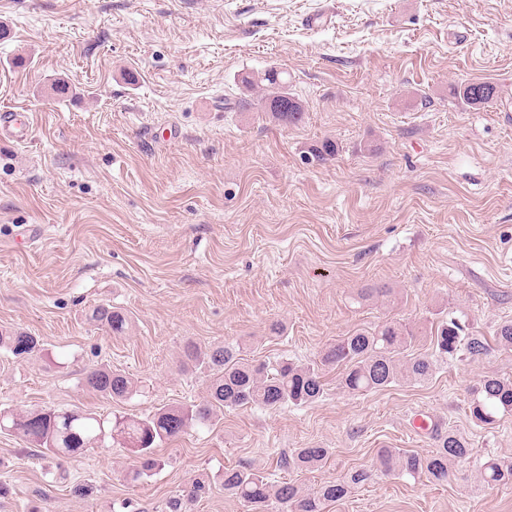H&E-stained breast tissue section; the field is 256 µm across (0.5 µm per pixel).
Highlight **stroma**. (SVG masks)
Returning a JSON list of instances; mask_svg holds the SVG:
<instances>
[{"label": "stroma", "mask_w": 512, "mask_h": 512, "mask_svg": "<svg viewBox=\"0 0 512 512\" xmlns=\"http://www.w3.org/2000/svg\"><path fill=\"white\" fill-rule=\"evenodd\" d=\"M327 8L331 24H304ZM270 68L288 72L301 124L269 123L245 88ZM470 81L494 100L464 102ZM10 109L33 129L0 143V330L44 350H0L2 411L200 404L209 381L185 367L189 343L306 363L391 320L426 348L445 307L487 336L512 320V0H0ZM326 139L338 155L314 160ZM97 304L126 312L128 333L91 321ZM96 367L126 372L136 394L90 391ZM491 375L512 378V350L363 395L331 371L316 403L228 410L162 444L164 468L135 484L126 449L58 459L0 434V512H166L227 467L313 489L380 448L433 451L420 414L470 443L467 470L512 460V415L469 416ZM312 445L330 451L321 469L278 468ZM328 512H512V482L382 477ZM459 95L471 105L480 106L494 99L496 87L488 82L474 81L459 90ZM0 349L10 351L16 356L32 355L43 350L36 336L15 330L0 331Z\"/></svg>", "instance_id": "stroma-1"}]
</instances>
